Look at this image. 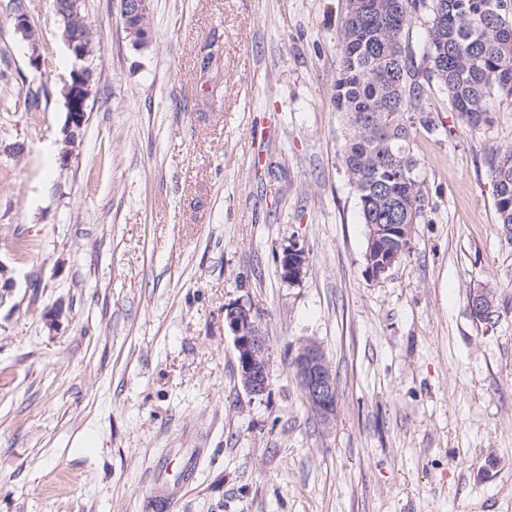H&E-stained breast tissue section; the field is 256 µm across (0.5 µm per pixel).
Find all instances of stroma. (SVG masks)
<instances>
[{
    "label": "stroma",
    "mask_w": 512,
    "mask_h": 512,
    "mask_svg": "<svg viewBox=\"0 0 512 512\" xmlns=\"http://www.w3.org/2000/svg\"><path fill=\"white\" fill-rule=\"evenodd\" d=\"M83 10L63 162L76 61L52 0H0V512H154L159 464L193 453L174 512H512V243L487 166L512 103L476 135L436 95L413 141L429 207L373 280L332 101L345 0H152L142 47L118 0ZM488 287L491 324L468 304ZM239 303L269 339L259 397L224 329ZM306 339L336 375L327 425L293 370ZM88 70L74 69L71 74V83L66 86V98L69 103L67 116L66 138L63 143L68 144L62 149V158L65 160L70 154L69 147L74 143L77 132L82 129L86 120V102L89 97ZM308 266V254L306 250L292 243L284 248L280 257V267L282 277L289 283H298L302 281Z\"/></svg>",
    "instance_id": "stroma-1"
}]
</instances>
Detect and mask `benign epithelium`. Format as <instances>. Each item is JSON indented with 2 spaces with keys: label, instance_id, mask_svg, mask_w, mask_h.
I'll use <instances>...</instances> for the list:
<instances>
[{
  "label": "benign epithelium",
  "instance_id": "obj_1",
  "mask_svg": "<svg viewBox=\"0 0 512 512\" xmlns=\"http://www.w3.org/2000/svg\"><path fill=\"white\" fill-rule=\"evenodd\" d=\"M81 0H54L55 14L65 22H70L79 12ZM151 0H120V11L126 22L130 36L140 26L139 20L150 11ZM93 32L88 23L69 26L65 43L76 59L87 57V46L92 41ZM88 72L77 68L71 74V83L66 86V98L69 103L66 138L68 147L62 149V158L70 154L69 145L74 143L77 132L86 120V102L89 97ZM370 251L379 249L378 236L387 234L394 242L404 239V224H371ZM399 254L391 251L379 254L377 263L366 269L368 275L380 279L398 263ZM308 266L306 250L296 243L283 249L280 257L282 277L290 283L302 281ZM14 279L11 270L0 262V308L12 298ZM224 323L233 335L237 352L238 374L243 388L253 396H262L269 390L271 382V364L269 345L265 332L252 308L244 304H235L225 308ZM295 377L303 397L311 409L324 423L329 424L336 417L337 394L336 378L321 346L312 341L301 342L293 358Z\"/></svg>",
  "mask_w": 512,
  "mask_h": 512
}]
</instances>
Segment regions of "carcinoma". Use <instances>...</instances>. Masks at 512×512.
<instances>
[{"mask_svg":"<svg viewBox=\"0 0 512 512\" xmlns=\"http://www.w3.org/2000/svg\"><path fill=\"white\" fill-rule=\"evenodd\" d=\"M420 10L430 18L414 49ZM336 49L332 99L348 127L341 156L362 223L412 227L429 206L412 134L438 131L434 92L475 134L493 124V99L512 102V0H346ZM488 165L511 242L512 146L494 149Z\"/></svg>","mask_w":512,"mask_h":512,"instance_id":"cac0c4a2","label":"carcinoma"}]
</instances>
